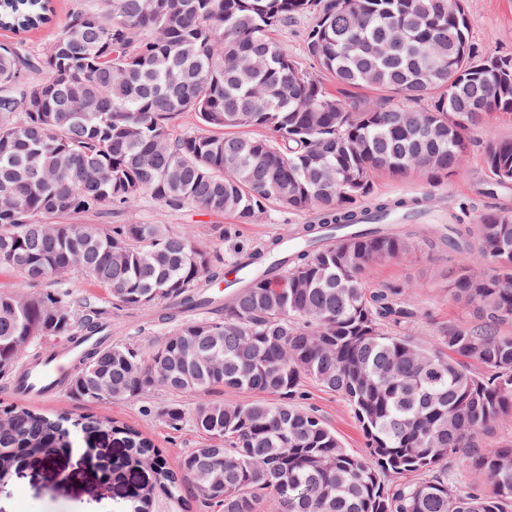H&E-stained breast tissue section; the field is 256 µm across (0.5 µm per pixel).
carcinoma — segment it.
I'll use <instances>...</instances> for the list:
<instances>
[{"label":"carcinoma","mask_w":512,"mask_h":512,"mask_svg":"<svg viewBox=\"0 0 512 512\" xmlns=\"http://www.w3.org/2000/svg\"><path fill=\"white\" fill-rule=\"evenodd\" d=\"M300 15L334 94L272 38ZM53 17L52 0H0V28L19 35ZM189 112L201 128L174 132ZM492 114L512 118V57L475 49L465 0H100L34 54L0 43V268L22 278L0 291V378L34 346L94 337L66 383L84 404L256 396L164 409L171 428L189 421L203 437L175 462L135 427L82 416V430L112 429L125 468L152 466L130 489L136 512H192L193 500L219 512H512V445L478 441L512 415V213L424 224L418 200L374 191L381 173L453 175L466 132ZM484 166L511 183L512 141L489 139ZM145 199L241 224L273 202L319 219L235 258L254 273L222 293L224 257L188 231L75 222ZM425 249L453 254L448 297L476 317L433 345L415 336L413 285L363 286L369 266ZM475 256L487 258L479 274ZM71 272L110 308L44 286ZM112 308L152 311L168 329L109 343ZM308 380L347 402L365 454L302 404ZM0 413V483L73 447L65 415L9 402ZM460 453L483 487L448 474Z\"/></svg>","instance_id":"obj_1"}]
</instances>
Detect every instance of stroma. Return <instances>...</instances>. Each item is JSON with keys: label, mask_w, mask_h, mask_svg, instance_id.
Wrapping results in <instances>:
<instances>
[{"label": "stroma", "mask_w": 512, "mask_h": 512, "mask_svg": "<svg viewBox=\"0 0 512 512\" xmlns=\"http://www.w3.org/2000/svg\"><path fill=\"white\" fill-rule=\"evenodd\" d=\"M467 19L469 35L476 49L512 56V0H468ZM311 24V16H300L288 28L277 31L275 37L288 46L304 71L317 76L321 70L306 47V33ZM467 137L471 142L468 160L454 175L435 182L422 177L384 176L377 182V194L434 197L437 217L452 214L466 224L473 223L476 215L490 209L512 212V188L495 195L486 194L484 188L490 178L482 165L485 140L490 137L512 139V122L489 116L483 128L469 131ZM317 220L316 212L296 213L272 204L255 223L240 224L229 214L213 215L193 206L173 210L149 199L121 216L103 210L84 218L88 224H167L175 230L192 232L201 243L217 246L228 259L239 251L279 236L285 225L313 224ZM453 264L449 256L421 252L400 262L371 268L364 283L366 287L377 288L384 284L416 282V298L422 315L415 323V331L431 345L445 327L474 320L469 310L448 299L443 275ZM163 331V326L154 322L151 313L117 310L112 313L113 339L138 341ZM305 392L307 407L314 409L336 432L344 446L365 453L364 434L342 398L312 382L306 384ZM202 397L209 401H227L233 394L214 388ZM202 397L187 393L175 398L154 391L134 400L113 402L106 413L110 418L137 426L151 437L168 459L173 460L197 447L200 437L188 425L178 431L171 429L162 412L173 403L193 407ZM60 471L68 473L66 483L58 482L56 474ZM125 505L122 486L101 485L97 472L76 467L70 457L60 459L53 468L30 465L14 483L0 489V512H123Z\"/></svg>", "instance_id": "1"}]
</instances>
